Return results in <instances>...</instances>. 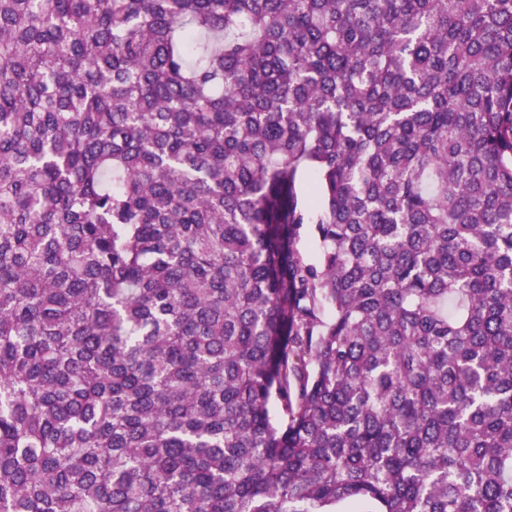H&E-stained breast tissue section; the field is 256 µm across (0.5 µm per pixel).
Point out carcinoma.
Returning <instances> with one entry per match:
<instances>
[{"label":"carcinoma","mask_w":512,"mask_h":512,"mask_svg":"<svg viewBox=\"0 0 512 512\" xmlns=\"http://www.w3.org/2000/svg\"><path fill=\"white\" fill-rule=\"evenodd\" d=\"M342 503L512 512V0H0V512Z\"/></svg>","instance_id":"cac0c4a2"}]
</instances>
